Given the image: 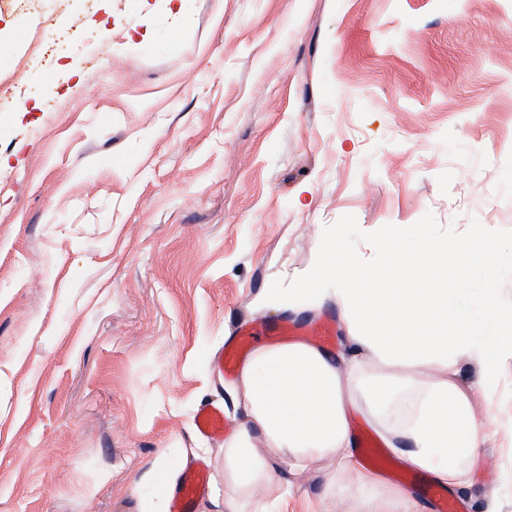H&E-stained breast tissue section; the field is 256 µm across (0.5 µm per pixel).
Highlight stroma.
I'll use <instances>...</instances> for the list:
<instances>
[{
    "label": "stroma",
    "mask_w": 512,
    "mask_h": 512,
    "mask_svg": "<svg viewBox=\"0 0 512 512\" xmlns=\"http://www.w3.org/2000/svg\"><path fill=\"white\" fill-rule=\"evenodd\" d=\"M487 234L509 308L512 0H0V512H136L164 448L209 461L212 512L224 444L197 410L248 415L211 354L286 318L345 348L334 300L266 295L327 242L386 273ZM500 389L467 512L512 464V363ZM264 454L281 512H353L328 462ZM197 427L208 438L223 435L224 409L213 403L202 405L197 412Z\"/></svg>",
    "instance_id": "1"
}]
</instances>
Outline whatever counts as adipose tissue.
<instances>
[{"instance_id":"ef3b65f1","label":"adipose tissue","mask_w":512,"mask_h":512,"mask_svg":"<svg viewBox=\"0 0 512 512\" xmlns=\"http://www.w3.org/2000/svg\"><path fill=\"white\" fill-rule=\"evenodd\" d=\"M501 245L484 238L483 263L494 271ZM473 246L445 238L419 254L399 256L390 275L360 269L353 257H340L334 244L296 287L269 294L280 308L317 306L334 299L348 323L349 336L339 357L303 342L262 345L243 362L235 387L249 415L225 444L224 496L213 499L216 512H276L274 501L256 497L257 488L284 492L286 483L258 445L280 449L290 471L327 460L349 474L358 492L357 512H414L408 490L376 494L379 475L361 465L350 434V409L366 404L376 416L392 419L385 443L408 467L430 474L449 490L470 486L488 431L498 421L499 375L512 362V312L486 299L474 311L452 303L448 272L466 271ZM385 372L369 375L366 358ZM477 369L475 386L458 380V364ZM482 408H474V397ZM168 453H161L146 478L131 492L137 512H169V498L156 486L171 479Z\"/></svg>"}]
</instances>
